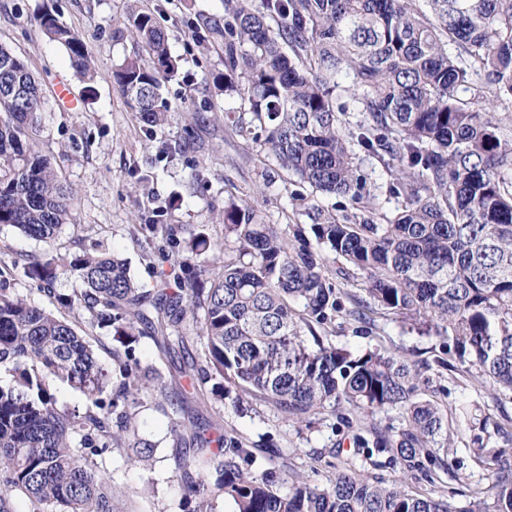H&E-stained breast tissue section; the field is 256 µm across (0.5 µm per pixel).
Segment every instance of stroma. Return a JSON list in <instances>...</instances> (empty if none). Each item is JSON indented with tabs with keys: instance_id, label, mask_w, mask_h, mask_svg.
<instances>
[{
	"instance_id": "1",
	"label": "stroma",
	"mask_w": 512,
	"mask_h": 512,
	"mask_svg": "<svg viewBox=\"0 0 512 512\" xmlns=\"http://www.w3.org/2000/svg\"><path fill=\"white\" fill-rule=\"evenodd\" d=\"M159 26L169 34V47L177 58V75L164 93L175 112L160 138L175 147L172 158L156 161L157 144L146 139L137 114L128 106L112 79L115 64L137 50L130 36L121 32L130 0H0V44L22 59L43 89L42 147L62 180L75 190L73 222L52 240L35 241L18 230L0 228V240L9 244L18 260L48 253L75 254L98 242L101 250L126 258L132 276L153 285L154 260L132 234L145 216L161 212L167 224L224 237L225 203H250L267 224L288 226L305 223L295 212L291 195L298 191L295 177L282 171L252 141L229 134L224 114L239 110L241 100L221 89L224 80V48L207 30L223 26L224 0H143ZM54 10L60 21L85 40L96 71L93 82L79 80L67 52L48 41L34 18ZM69 84L77 105L67 108L55 95L58 81ZM203 172L196 181L195 172ZM178 207H170L172 194ZM343 310L336 316L331 337L336 346L350 350H378L399 354L411 361L429 360L441 344L380 310L358 320L366 298L362 281L335 276ZM450 370L442 387H430L429 399L448 408L450 426H457L463 411L503 422L512 416V397L491 394L487 384L471 371L469 363L449 355ZM205 419H222L223 429L243 436L260 469H275L277 476L325 482L332 469L352 468L389 481L396 471L386 457L366 460L353 445L357 431L399 425L398 412L379 413L362 421L359 428L346 426L334 415H319L309 430L284 420L267 403L256 400L244 413L231 401H207ZM171 408H142L139 424L152 444L145 465H131L122 451L98 457L101 470L121 490L123 512H182L184 488L175 475L177 440L171 431ZM493 435L495 447L512 457V425Z\"/></svg>"
}]
</instances>
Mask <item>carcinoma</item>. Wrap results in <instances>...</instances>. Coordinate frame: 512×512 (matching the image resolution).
Wrapping results in <instances>:
<instances>
[{
  "label": "carcinoma",
  "mask_w": 512,
  "mask_h": 512,
  "mask_svg": "<svg viewBox=\"0 0 512 512\" xmlns=\"http://www.w3.org/2000/svg\"><path fill=\"white\" fill-rule=\"evenodd\" d=\"M228 22L211 28L224 42V81L243 110L226 112L230 130L251 139L312 192L338 198L329 210L295 192L310 221L293 234L260 224L243 202L224 207V265L198 257L217 243L203 232L182 242L176 227L149 219L133 234L173 252L185 246L180 272L137 283L117 255L84 250L23 264L24 276L57 303L56 316L6 287L17 268L0 240V512H116L112 479L96 457L116 449L142 465L151 444L137 422L143 397L175 407L172 432L183 445L176 469L184 512H512V461L490 446L487 420H464L495 466V495L469 490L464 507L412 494L402 480L372 482L350 470L319 485L279 488L276 472L232 434L206 436L198 410L172 398L163 371L137 354L150 338L165 354L180 351V377L214 398H258L294 423L325 411L369 416L398 411L402 427L373 429L354 444L386 455L402 472L428 481L448 472L453 447L448 409L425 397L443 380L444 355L472 358L490 387L512 394V0H224ZM36 22L63 46L76 76L94 77L83 38L51 12ZM126 31L140 51L113 78L137 112L149 141L172 117L164 81L178 63L168 34L132 4ZM44 99L31 70L0 45V225L39 241L72 222L73 189L39 147ZM359 113L351 119L350 111ZM390 177L370 181L357 152ZM405 205L389 217L379 196ZM355 212H347L348 206ZM364 277L367 309L420 322L446 339L441 354L414 365L377 350L350 352L330 343L340 292L328 259ZM83 288L57 294L59 274ZM297 303L302 310L295 311ZM123 336L102 367L93 331ZM206 341L192 356L186 336ZM84 396L82 414L58 408L49 381Z\"/></svg>",
  "instance_id": "cac0c4a2"
}]
</instances>
